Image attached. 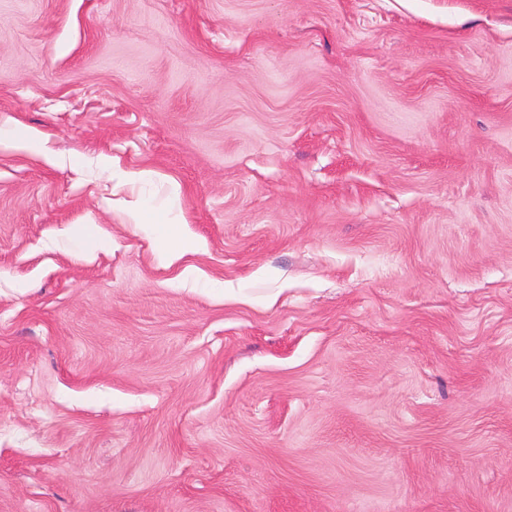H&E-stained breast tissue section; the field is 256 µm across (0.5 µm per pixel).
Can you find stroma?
<instances>
[{
  "label": "stroma",
  "mask_w": 512,
  "mask_h": 512,
  "mask_svg": "<svg viewBox=\"0 0 512 512\" xmlns=\"http://www.w3.org/2000/svg\"><path fill=\"white\" fill-rule=\"evenodd\" d=\"M0 128V512H512V0H0Z\"/></svg>",
  "instance_id": "stroma-1"
}]
</instances>
